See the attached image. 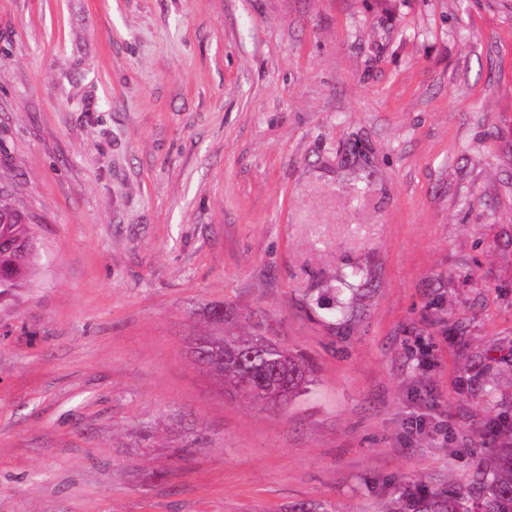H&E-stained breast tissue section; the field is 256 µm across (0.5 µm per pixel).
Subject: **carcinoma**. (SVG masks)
Segmentation results:
<instances>
[{
  "label": "carcinoma",
  "instance_id": "cac0c4a2",
  "mask_svg": "<svg viewBox=\"0 0 512 512\" xmlns=\"http://www.w3.org/2000/svg\"><path fill=\"white\" fill-rule=\"evenodd\" d=\"M33 235L24 212L0 195V241ZM33 263L0 248V275L6 287L21 288ZM200 370L226 394L254 406L286 404L307 391L314 370L301 355L259 332H235L209 323L189 341ZM416 512H512V446L498 448L477 463L469 494L432 492L416 504Z\"/></svg>",
  "mask_w": 512,
  "mask_h": 512
}]
</instances>
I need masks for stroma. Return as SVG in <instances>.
<instances>
[{"instance_id":"35a3bbf8","label":"stroma","mask_w":512,"mask_h":512,"mask_svg":"<svg viewBox=\"0 0 512 512\" xmlns=\"http://www.w3.org/2000/svg\"><path fill=\"white\" fill-rule=\"evenodd\" d=\"M1 185L0 512H382L512 427V0H0ZM215 304L315 385L223 395ZM28 221L25 213L4 200L0 192V275L1 279L9 276L5 288H22L28 281L34 260L22 261L21 256L4 246L6 241H18L33 235L30 241L18 242L15 247L26 259L37 254V239Z\"/></svg>"}]
</instances>
